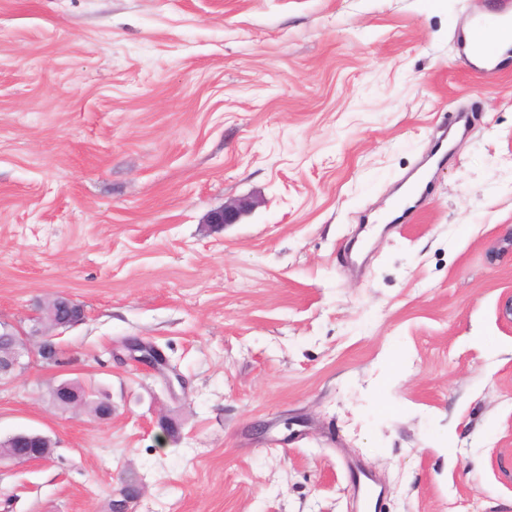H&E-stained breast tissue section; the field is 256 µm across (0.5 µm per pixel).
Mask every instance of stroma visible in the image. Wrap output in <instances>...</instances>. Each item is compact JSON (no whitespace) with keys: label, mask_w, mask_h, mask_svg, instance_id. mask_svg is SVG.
Masks as SVG:
<instances>
[{"label":"stroma","mask_w":512,"mask_h":512,"mask_svg":"<svg viewBox=\"0 0 512 512\" xmlns=\"http://www.w3.org/2000/svg\"><path fill=\"white\" fill-rule=\"evenodd\" d=\"M489 2L0 0V320L86 311L0 386V439L54 443L0 512H356L352 463L380 512H512V57L458 48ZM250 208V202L239 200L224 204V207L213 210L207 215V223L210 224H234L240 216ZM126 345L133 354L140 353V355H134L137 361L154 368L159 373H164L168 364L155 347L140 344L135 340H129ZM90 396H96L90 398ZM52 405L58 409L81 408L87 405L95 407V417L108 420L112 417V403L107 396L99 395L91 389L79 386L70 381H61L53 387L50 396Z\"/></svg>","instance_id":"1"}]
</instances>
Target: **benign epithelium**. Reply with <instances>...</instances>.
<instances>
[{
  "mask_svg": "<svg viewBox=\"0 0 512 512\" xmlns=\"http://www.w3.org/2000/svg\"><path fill=\"white\" fill-rule=\"evenodd\" d=\"M250 208V202L239 200L213 210L207 215L209 224H235L240 216ZM85 318V310L73 298L58 294L48 302L45 310L38 312L33 320L43 325L42 330L29 332L22 327L0 322V384L10 381L26 368L22 358L30 354L40 356L48 363L58 362V352L49 332L58 328L72 327ZM129 350L136 354V360L159 373L167 368V362L161 353L152 346L143 345L135 340L127 342ZM52 405L58 409L81 408L87 405L95 407V417L99 420L112 418V403L109 398L99 395L91 389L70 381H61L53 387L50 396ZM0 446L6 451L0 453V462L27 463L44 461L50 457L51 439L31 429L17 431L7 437ZM15 448H31L29 454L15 453Z\"/></svg>",
  "mask_w": 512,
  "mask_h": 512,
  "instance_id": "benign-epithelium-1",
  "label": "benign epithelium"
}]
</instances>
